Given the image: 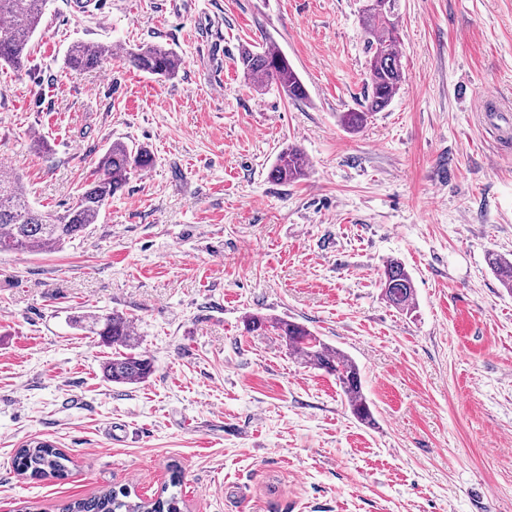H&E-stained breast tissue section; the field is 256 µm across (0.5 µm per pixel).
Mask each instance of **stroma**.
<instances>
[{"instance_id":"stroma-1","label":"stroma","mask_w":512,"mask_h":512,"mask_svg":"<svg viewBox=\"0 0 512 512\" xmlns=\"http://www.w3.org/2000/svg\"><path fill=\"white\" fill-rule=\"evenodd\" d=\"M363 0H51L27 66L0 69V161L64 211L113 140L147 146L89 234L0 253V512H59L106 487L187 512H512V0H400L403 81L359 132ZM160 43L156 78L119 62L76 75L68 46ZM270 44L307 97L257 88L243 48ZM222 90H215V81ZM497 133L474 110L487 92ZM298 145L310 173H267ZM403 262L407 314L380 277ZM133 322L155 371L107 381L113 352L76 317ZM249 314L294 319L358 365L373 424L334 376ZM43 439L66 478L16 473ZM488 265L496 274L502 286L512 294V254L511 259L498 253H489ZM380 284L390 306L407 313L415 308L413 277L400 260L393 258L386 261Z\"/></svg>"}]
</instances>
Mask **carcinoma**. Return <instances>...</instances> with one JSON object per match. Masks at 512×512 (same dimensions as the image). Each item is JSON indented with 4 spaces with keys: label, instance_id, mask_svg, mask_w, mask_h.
<instances>
[{
    "label": "carcinoma",
    "instance_id": "1",
    "mask_svg": "<svg viewBox=\"0 0 512 512\" xmlns=\"http://www.w3.org/2000/svg\"><path fill=\"white\" fill-rule=\"evenodd\" d=\"M380 7L361 9L362 31L369 54L368 93L361 110L343 112L340 125L348 132L362 129L368 118L385 110L402 83L403 67L399 51L398 24L390 15L398 13L399 0H379ZM49 0H0V65L21 69L30 55V42L39 30ZM121 60L134 69L152 76L170 78L180 68L179 56L159 44H143L118 49L107 45L72 44L65 64L75 73L96 69ZM238 63L244 75L257 86L274 84L288 98L303 100L306 88L282 52L263 48L241 51ZM154 155L146 147L116 141L100 157L99 177L86 185L71 207L62 213L39 211L20 186L19 177L0 173V253H35L58 250L84 237L99 223L112 197L122 191L130 174L153 166ZM308 160L296 145L282 149L268 171V178L288 184L307 175ZM488 265L502 286L512 294V258L490 253ZM390 306L402 312L415 308L413 277L398 259L384 265L380 279ZM89 331L118 348L104 363V376L115 384L139 383L152 375L153 359L135 352L131 320L122 314L89 315ZM249 332L271 329L280 336L290 354L304 363L336 377V384L346 397L351 414L360 422L371 424L373 412L362 387L356 363L341 350L327 345L302 323L251 314L244 320ZM13 467L32 478H60L67 474L70 457L53 443L33 440L16 449ZM181 486L180 471H172L168 485L158 496L144 500L124 487L101 490L89 497L75 499L61 506L62 512H182L184 501L175 488Z\"/></svg>",
    "mask_w": 512,
    "mask_h": 512
}]
</instances>
